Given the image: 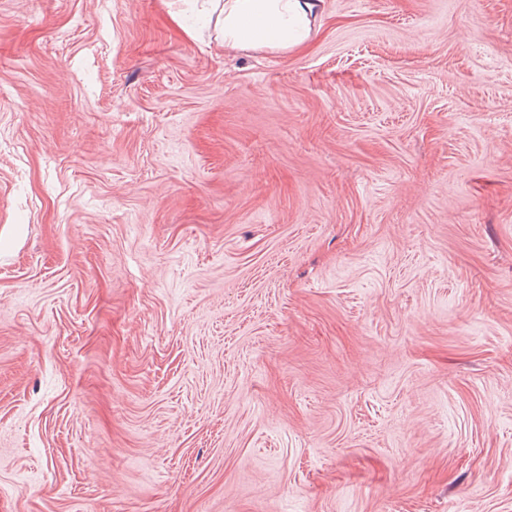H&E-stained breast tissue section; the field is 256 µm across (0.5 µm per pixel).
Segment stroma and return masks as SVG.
Instances as JSON below:
<instances>
[{
  "label": "stroma",
  "instance_id": "obj_1",
  "mask_svg": "<svg viewBox=\"0 0 512 512\" xmlns=\"http://www.w3.org/2000/svg\"><path fill=\"white\" fill-rule=\"evenodd\" d=\"M0 0V512H512V0ZM318 0H225L224 49L288 52L312 37Z\"/></svg>",
  "mask_w": 512,
  "mask_h": 512
}]
</instances>
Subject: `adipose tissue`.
Here are the masks:
<instances>
[{
    "instance_id": "adipose-tissue-1",
    "label": "adipose tissue",
    "mask_w": 512,
    "mask_h": 512,
    "mask_svg": "<svg viewBox=\"0 0 512 512\" xmlns=\"http://www.w3.org/2000/svg\"><path fill=\"white\" fill-rule=\"evenodd\" d=\"M318 0H224L222 35L229 50L289 51L306 45Z\"/></svg>"
}]
</instances>
